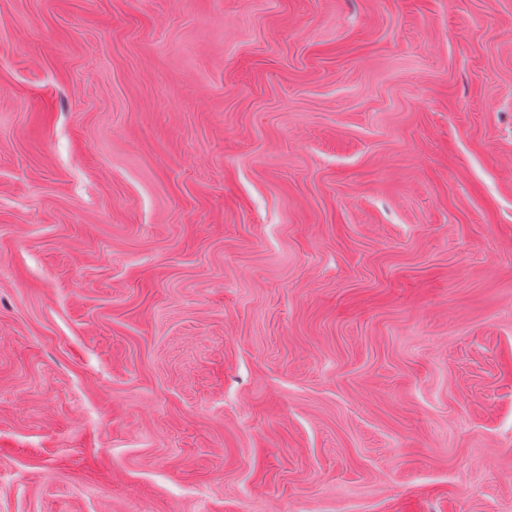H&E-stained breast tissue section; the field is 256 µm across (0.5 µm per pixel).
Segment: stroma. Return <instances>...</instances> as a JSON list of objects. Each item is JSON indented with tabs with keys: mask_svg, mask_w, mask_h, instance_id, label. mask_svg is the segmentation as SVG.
<instances>
[{
	"mask_svg": "<svg viewBox=\"0 0 512 512\" xmlns=\"http://www.w3.org/2000/svg\"><path fill=\"white\" fill-rule=\"evenodd\" d=\"M0 512H512V0H0Z\"/></svg>",
	"mask_w": 512,
	"mask_h": 512,
	"instance_id": "obj_1",
	"label": "stroma"
}]
</instances>
